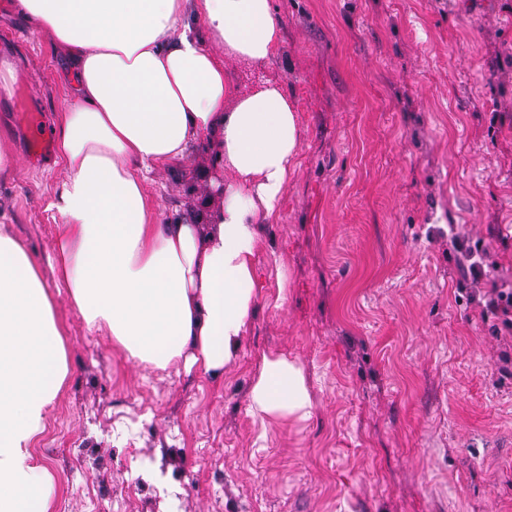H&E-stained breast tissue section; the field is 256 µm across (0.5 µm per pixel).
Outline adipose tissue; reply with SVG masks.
Wrapping results in <instances>:
<instances>
[{
    "label": "adipose tissue",
    "mask_w": 512,
    "mask_h": 512,
    "mask_svg": "<svg viewBox=\"0 0 512 512\" xmlns=\"http://www.w3.org/2000/svg\"><path fill=\"white\" fill-rule=\"evenodd\" d=\"M21 15L62 52L71 107L53 128L66 172L53 189L57 278L0 233V512H50L49 470L31 448L68 367L50 286L68 288L88 327L158 368L234 363L258 297L261 226L277 208L300 147L285 90L234 96L221 56L262 63L281 41L272 0H19ZM235 175L207 223H157L148 172L184 157L199 136ZM250 408L308 419L303 365L259 356Z\"/></svg>",
    "instance_id": "1"
}]
</instances>
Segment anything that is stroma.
Segmentation results:
<instances>
[{"label":"stroma","instance_id":"35a3bbf8","mask_svg":"<svg viewBox=\"0 0 512 512\" xmlns=\"http://www.w3.org/2000/svg\"><path fill=\"white\" fill-rule=\"evenodd\" d=\"M273 5L278 53L224 58L236 93L281 85L300 125L238 357L217 377L140 363L52 291L68 375L32 448L52 512H512V331L483 323L446 233L512 281V0ZM1 55L0 130L22 162L0 180V231L49 281L65 171L31 157L20 107L51 122L70 95L17 0H0ZM215 176L233 179L205 137L154 169L158 221L218 207ZM262 353L303 364L309 419L252 414Z\"/></svg>","mask_w":512,"mask_h":512}]
</instances>
